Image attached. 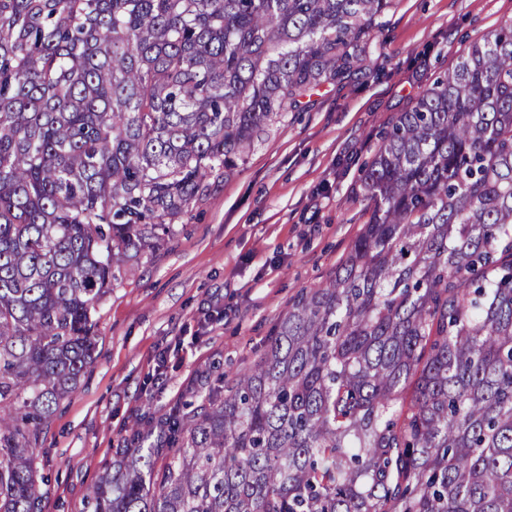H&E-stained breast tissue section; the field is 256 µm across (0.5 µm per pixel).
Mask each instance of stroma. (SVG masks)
<instances>
[{"instance_id":"1","label":"stroma","mask_w":512,"mask_h":512,"mask_svg":"<svg viewBox=\"0 0 512 512\" xmlns=\"http://www.w3.org/2000/svg\"><path fill=\"white\" fill-rule=\"evenodd\" d=\"M512 0H394L368 69L311 91L192 204L160 249L122 265L99 310L98 353L34 451L42 512H85L126 429L179 403L188 381L232 380L263 354L304 289L321 288L367 219L362 167L386 127Z\"/></svg>"}]
</instances>
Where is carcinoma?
<instances>
[{
  "instance_id": "obj_1",
  "label": "carcinoma",
  "mask_w": 512,
  "mask_h": 512,
  "mask_svg": "<svg viewBox=\"0 0 512 512\" xmlns=\"http://www.w3.org/2000/svg\"><path fill=\"white\" fill-rule=\"evenodd\" d=\"M394 0H0V512L121 264L269 122L362 69ZM369 218L229 388L135 428L87 512H512V22L362 171Z\"/></svg>"
}]
</instances>
